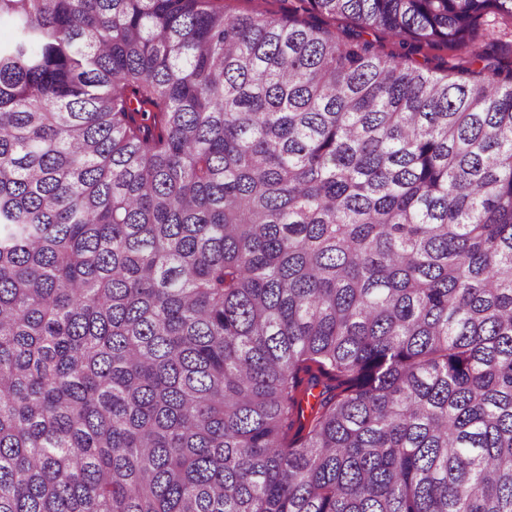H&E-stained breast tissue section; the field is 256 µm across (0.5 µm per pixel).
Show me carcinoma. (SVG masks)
<instances>
[{
    "instance_id": "obj_1",
    "label": "carcinoma",
    "mask_w": 512,
    "mask_h": 512,
    "mask_svg": "<svg viewBox=\"0 0 512 512\" xmlns=\"http://www.w3.org/2000/svg\"><path fill=\"white\" fill-rule=\"evenodd\" d=\"M4 20L0 512H512V0ZM474 49L496 57L503 66H512V47L509 41L500 43L488 39L480 40Z\"/></svg>"
}]
</instances>
